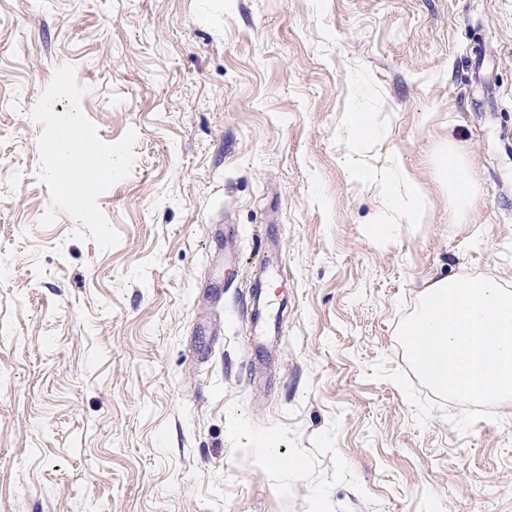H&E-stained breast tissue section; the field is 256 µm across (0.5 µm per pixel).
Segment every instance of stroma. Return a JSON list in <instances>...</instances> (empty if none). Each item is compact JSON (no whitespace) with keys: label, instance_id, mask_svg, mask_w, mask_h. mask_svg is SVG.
<instances>
[{"label":"stroma","instance_id":"1","mask_svg":"<svg viewBox=\"0 0 512 512\" xmlns=\"http://www.w3.org/2000/svg\"><path fill=\"white\" fill-rule=\"evenodd\" d=\"M65 64L103 141L137 134L105 251L39 223ZM395 154L422 204L378 242ZM489 274L512 289V0H0V512H512V400L419 425L372 375L410 372L424 288ZM437 170L448 177L454 221L464 222L474 196V184L459 151L450 143L437 154Z\"/></svg>","mask_w":512,"mask_h":512}]
</instances>
